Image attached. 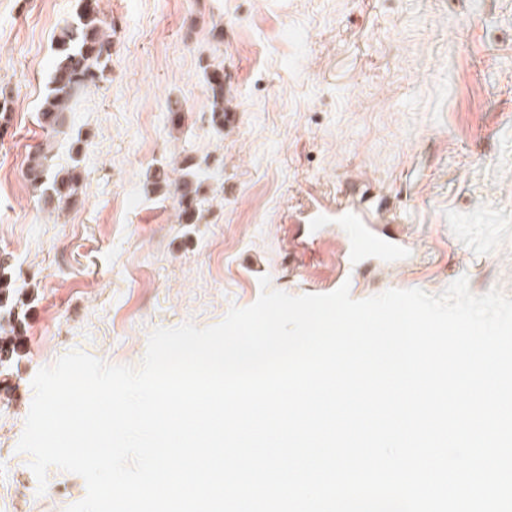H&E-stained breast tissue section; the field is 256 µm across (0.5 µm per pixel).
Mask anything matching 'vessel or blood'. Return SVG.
Segmentation results:
<instances>
[{
    "mask_svg": "<svg viewBox=\"0 0 512 512\" xmlns=\"http://www.w3.org/2000/svg\"><path fill=\"white\" fill-rule=\"evenodd\" d=\"M307 225L311 239H319L326 224H348L353 228L341 259L356 269L370 261L391 267L406 266L411 260L409 241L404 233L395 231L398 219L384 209H359L346 200L316 201L298 215Z\"/></svg>",
    "mask_w": 512,
    "mask_h": 512,
    "instance_id": "b4317fda",
    "label": "vessel or blood"
}]
</instances>
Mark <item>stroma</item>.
I'll list each match as a JSON object with an SVG mask.
<instances>
[{"label": "stroma", "mask_w": 512, "mask_h": 512, "mask_svg": "<svg viewBox=\"0 0 512 512\" xmlns=\"http://www.w3.org/2000/svg\"><path fill=\"white\" fill-rule=\"evenodd\" d=\"M75 8L0 0V265L24 294L0 371L16 388L0 391V512H66L87 492L55 467L39 487L17 450L40 368L72 350L139 366L153 329L218 324L264 276L294 296L333 285L344 235L293 254L312 198L370 182L403 210L419 261L353 275V299L462 276L512 297V0H100L111 71L55 134L38 110ZM218 63L220 132L203 80ZM45 143L51 170L80 166L65 209L27 177ZM186 169L194 224L173 196Z\"/></svg>", "instance_id": "stroma-1"}]
</instances>
